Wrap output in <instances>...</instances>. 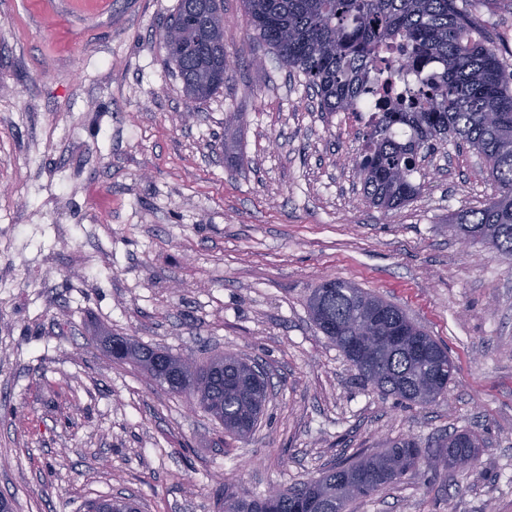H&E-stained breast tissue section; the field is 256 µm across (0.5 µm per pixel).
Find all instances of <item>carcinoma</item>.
I'll use <instances>...</instances> for the list:
<instances>
[{
    "label": "carcinoma",
    "mask_w": 512,
    "mask_h": 512,
    "mask_svg": "<svg viewBox=\"0 0 512 512\" xmlns=\"http://www.w3.org/2000/svg\"><path fill=\"white\" fill-rule=\"evenodd\" d=\"M247 35L265 43L286 66L305 77L325 112H347L363 98L378 102L353 164L363 169L364 193L390 210L416 193L413 159L448 140L468 145L488 164L498 196L460 216L463 233L512 258V70L493 42L475 30L457 0H244ZM167 62L186 96L205 100L224 87L233 56L224 47V0H178L162 36ZM406 47L404 65L434 61L437 70L423 87L404 94L377 89L371 67L389 44ZM380 311L367 343L368 360L356 368L364 384L383 395L426 405L445 395L434 384L436 364L419 361L406 343L387 337L399 329L443 346L382 297L341 280L315 288L308 309L315 326L339 350L356 337L349 328L361 304ZM107 352L144 369L168 390L217 420L240 439L255 430L256 400L268 382L245 374L224 356L182 358L124 336L111 337ZM481 439L473 432L448 437L427 458L437 476L474 466ZM422 450L412 440L390 441L379 452L339 463L322 477L287 487L275 498L246 500L224 488L222 512H348L352 503L394 486L416 472ZM87 512H138L125 498H101Z\"/></svg>",
    "instance_id": "carcinoma-1"
}]
</instances>
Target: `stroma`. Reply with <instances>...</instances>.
Instances as JSON below:
<instances>
[{
  "instance_id": "1",
  "label": "stroma",
  "mask_w": 512,
  "mask_h": 512,
  "mask_svg": "<svg viewBox=\"0 0 512 512\" xmlns=\"http://www.w3.org/2000/svg\"><path fill=\"white\" fill-rule=\"evenodd\" d=\"M178 0H0V494L15 512H219L401 438L478 434L473 469L416 475L353 512H512V260L451 222L496 194L448 141L405 205L375 208L350 158L365 125L245 32L224 90L189 101L165 63ZM512 66V0H458ZM325 279L401 308L458 371L422 408L364 385L316 328ZM130 336L185 357L258 360L272 395L225 435L186 396L106 355ZM101 512H138L135 503L126 498H101L88 503L87 511Z\"/></svg>"
}]
</instances>
